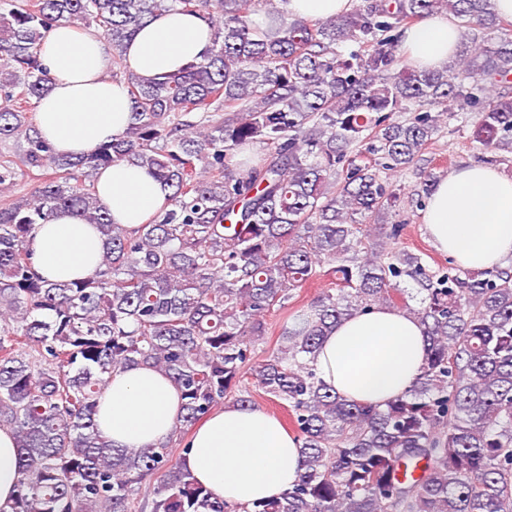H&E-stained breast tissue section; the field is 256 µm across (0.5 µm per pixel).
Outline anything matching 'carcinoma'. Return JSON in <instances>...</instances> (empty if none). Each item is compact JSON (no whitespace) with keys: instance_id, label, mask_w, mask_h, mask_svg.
Wrapping results in <instances>:
<instances>
[{"instance_id":"1","label":"carcinoma","mask_w":512,"mask_h":512,"mask_svg":"<svg viewBox=\"0 0 512 512\" xmlns=\"http://www.w3.org/2000/svg\"><path fill=\"white\" fill-rule=\"evenodd\" d=\"M286 0H0V428L21 446L16 494L0 512H512V268L430 267L398 248L401 195L385 173L409 167L443 119L476 112L471 137L512 155V22L493 0H360L349 13L299 19ZM198 13L213 28L204 58L162 80L122 68L150 20ZM437 13L461 30L456 62L414 66L402 29ZM104 32L132 122L75 161L39 136L48 90L40 60L54 25ZM408 117H402L404 113ZM131 162L172 189L129 230L112 223L96 171ZM65 210L106 250L84 279L51 282L30 237ZM332 287L293 315L255 358L263 317L292 291ZM414 281L424 297L401 287ZM375 305L404 309L429 343L421 377L382 406L348 400L310 365L336 322ZM151 365L181 388L183 437L246 375L288 411L305 472L275 500L232 505L174 457L172 442L117 448L95 422L106 378ZM418 466V479L399 475Z\"/></svg>"}]
</instances>
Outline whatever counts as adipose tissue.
Here are the masks:
<instances>
[{
  "mask_svg": "<svg viewBox=\"0 0 512 512\" xmlns=\"http://www.w3.org/2000/svg\"><path fill=\"white\" fill-rule=\"evenodd\" d=\"M460 40L448 15L421 22L402 35V47L432 69L446 67ZM212 28L201 15L169 11L148 22L127 45L128 72L152 79L202 60ZM41 59L50 89L36 108L42 138L55 154L78 158L121 136L132 103L115 69L112 45L100 31L52 27ZM96 191L114 223L133 229L163 207L169 188L147 168L121 162L99 171ZM433 245L465 269L483 270L512 260V177L479 162L440 178L422 209ZM32 251L39 276L69 281L91 276L103 251L100 232L67 212L37 225ZM428 353L423 325L406 311L376 307L340 321L324 338L312 365L328 387L346 398L382 405L408 391ZM175 382L147 365L114 372L98 398L100 432L121 448L168 440L181 413ZM183 463L213 493L231 504L275 498L304 472L300 444L259 407L215 409L183 439ZM21 447L0 430V507L19 480Z\"/></svg>",
  "mask_w": 512,
  "mask_h": 512,
  "instance_id": "adipose-tissue-1",
  "label": "adipose tissue"
}]
</instances>
